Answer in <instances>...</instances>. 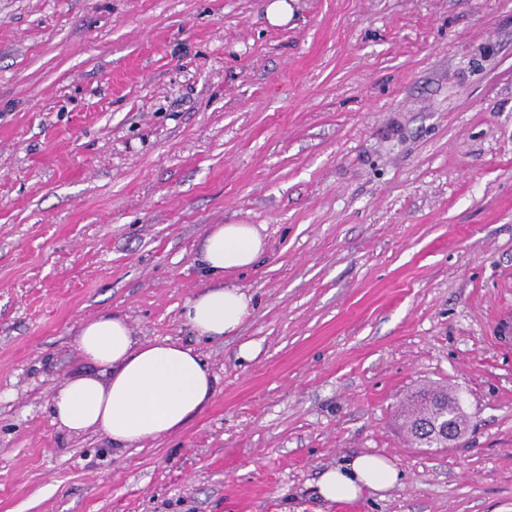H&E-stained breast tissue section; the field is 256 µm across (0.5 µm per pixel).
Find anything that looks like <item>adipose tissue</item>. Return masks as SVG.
<instances>
[{
    "instance_id": "ef3b65f1",
    "label": "adipose tissue",
    "mask_w": 512,
    "mask_h": 512,
    "mask_svg": "<svg viewBox=\"0 0 512 512\" xmlns=\"http://www.w3.org/2000/svg\"><path fill=\"white\" fill-rule=\"evenodd\" d=\"M264 251L255 225L220 224L207 232L199 261L212 284L183 310L197 338L232 335L250 316L251 296L224 275L253 267ZM77 343L83 359L105 376H74L54 391L52 418L67 432H100L124 450L183 429L213 399L216 378L193 347L170 339L140 342L122 318L109 315L85 323ZM399 478L385 456L360 454L322 472L316 493L326 503L350 502L384 493Z\"/></svg>"
}]
</instances>
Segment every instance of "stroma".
<instances>
[{"label": "stroma", "mask_w": 512, "mask_h": 512, "mask_svg": "<svg viewBox=\"0 0 512 512\" xmlns=\"http://www.w3.org/2000/svg\"><path fill=\"white\" fill-rule=\"evenodd\" d=\"M0 0V512H512V0ZM261 226L253 312L197 339L207 231ZM193 345L183 430L52 422L88 321ZM256 349L239 356L241 345ZM467 431L421 448L420 390ZM429 399H431L432 403H437L431 409H429L427 404ZM447 404L448 412L439 411V414L435 415V419H433L431 423L432 441L439 445L455 442L464 434L465 429H463L462 426L455 427L453 424L448 426V414L451 415L450 421L456 425L463 423V421L467 422L459 405L458 399L453 394H449L447 390L434 389L427 392H419L408 400L403 411V417L407 426V431L410 434L411 440L415 444L433 448L430 447L428 442L422 436L419 435L418 430H416V423L412 422L416 415L422 414V412L419 411L418 406H425L426 412L423 413L426 414L427 412H432L438 405L443 407ZM410 410H412V413L408 418ZM400 478L395 465L383 455L360 454L322 472L316 484L322 502L355 501L365 495L380 494L394 487Z\"/></svg>", "instance_id": "obj_1"}]
</instances>
